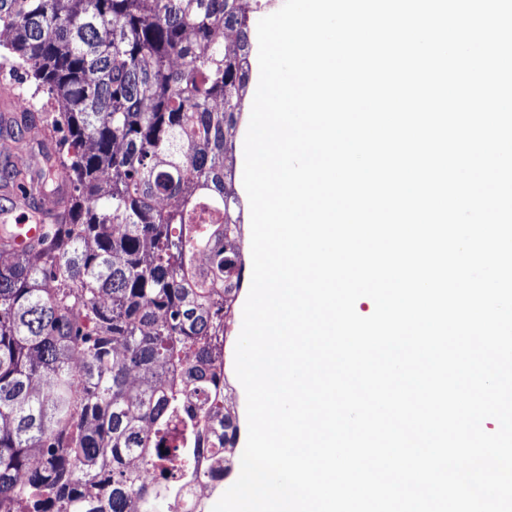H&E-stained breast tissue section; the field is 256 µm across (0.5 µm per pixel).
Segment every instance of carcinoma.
Returning <instances> with one entry per match:
<instances>
[{"label":"carcinoma","mask_w":512,"mask_h":512,"mask_svg":"<svg viewBox=\"0 0 512 512\" xmlns=\"http://www.w3.org/2000/svg\"><path fill=\"white\" fill-rule=\"evenodd\" d=\"M252 2L0 0V59L47 93L39 187L72 190L0 260V512H173L224 453Z\"/></svg>","instance_id":"cac0c4a2"}]
</instances>
